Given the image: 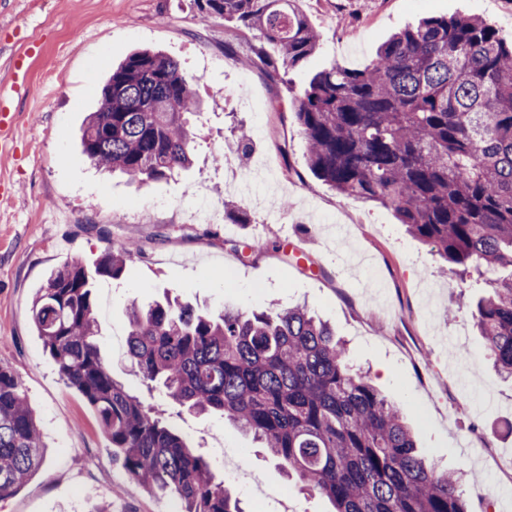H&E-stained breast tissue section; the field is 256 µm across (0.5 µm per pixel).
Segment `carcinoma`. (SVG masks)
<instances>
[{"instance_id":"carcinoma-1","label":"carcinoma","mask_w":512,"mask_h":512,"mask_svg":"<svg viewBox=\"0 0 512 512\" xmlns=\"http://www.w3.org/2000/svg\"><path fill=\"white\" fill-rule=\"evenodd\" d=\"M201 19L259 33L269 70L302 65L320 38L293 0H192ZM159 50L129 54L107 79L80 146L92 165L141 183L192 164L194 84ZM310 169L337 192L394 210L461 283L491 292L473 313L498 375L512 378V43L474 16L430 17L391 35L361 68L333 62L294 98ZM135 247L111 242L89 268L53 272L31 320L61 377L96 412L112 460L135 483L170 492L183 512H243L164 412L112 379L95 288L118 279ZM127 356L146 384L196 413L251 433L334 512H470L460 477L423 457L394 403L304 307L216 315L165 297L127 307ZM40 429L0 366V499L42 466Z\"/></svg>"}]
</instances>
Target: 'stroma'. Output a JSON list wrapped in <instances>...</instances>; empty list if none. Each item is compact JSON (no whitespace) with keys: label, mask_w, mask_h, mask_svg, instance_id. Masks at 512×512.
Masks as SVG:
<instances>
[{"label":"stroma","mask_w":512,"mask_h":512,"mask_svg":"<svg viewBox=\"0 0 512 512\" xmlns=\"http://www.w3.org/2000/svg\"><path fill=\"white\" fill-rule=\"evenodd\" d=\"M321 35L284 87L244 58L258 33L201 22L191 0H0V365L16 375L46 444L44 465L0 512H180L170 493L131 482L82 395L59 375L29 309L50 273L91 265L111 240L138 246L120 279L96 295L102 356L118 382L165 409L166 423L212 464L244 512H330L285 477L275 458L218 414L197 415L148 390L124 355L130 303L165 295L217 313L307 304L344 340L438 468L463 473L471 512H512V380L493 373L471 310L481 286L459 287L432 246L389 208L346 197L310 169L292 102L330 62L367 64L392 33L431 16L486 20L512 40V0H301ZM161 49L198 80L193 164L132 184L96 171L79 133L105 79L132 51ZM26 81L12 90L14 63ZM250 136L241 155V133ZM222 163H215V156ZM201 191L210 223L192 209ZM234 201L249 221L224 217ZM277 490L253 497L224 473L216 447Z\"/></svg>","instance_id":"obj_1"}]
</instances>
